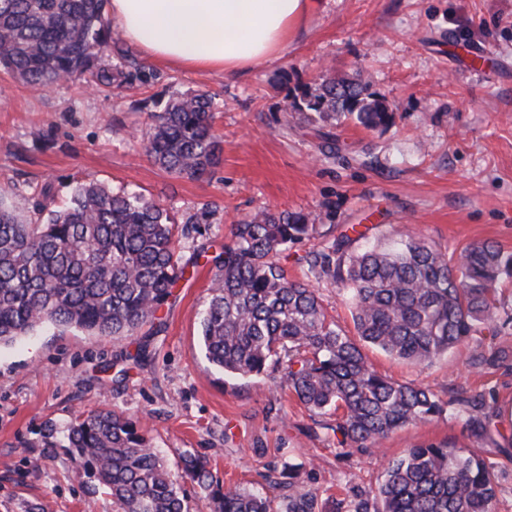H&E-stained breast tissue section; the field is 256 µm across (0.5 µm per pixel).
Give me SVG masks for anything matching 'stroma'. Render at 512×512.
I'll return each mask as SVG.
<instances>
[{
  "instance_id": "obj_1",
  "label": "stroma",
  "mask_w": 512,
  "mask_h": 512,
  "mask_svg": "<svg viewBox=\"0 0 512 512\" xmlns=\"http://www.w3.org/2000/svg\"><path fill=\"white\" fill-rule=\"evenodd\" d=\"M125 51L130 67L152 73L149 83L82 80L34 92L0 72V186L27 221L65 207L90 182L159 200L180 225L204 211L209 219L180 238L186 273L137 336L48 325L0 349V512H117L66 449L43 445V422L62 425L77 412L110 410L149 428L174 470L183 454H198L217 480L250 487L291 461L308 471L301 489L346 501L412 445L467 443L456 400L476 393L488 397L498 435L481 449L498 474L496 512H512V328L429 365L366 348L379 373L429 388L447 411L357 450L338 443L281 372L227 379L209 367L200 318L212 273L191 264L262 209L314 220L283 262L296 280L307 275L301 256L353 229L372 239L405 226L449 252L485 240L512 252V0H321L280 58L241 74L172 69ZM329 72L362 79L392 126L285 111L287 96ZM198 90L213 97L223 162L212 176L181 179L154 164L140 138L150 113ZM326 133L335 152L321 149ZM488 350L501 353L499 366H473Z\"/></svg>"
}]
</instances>
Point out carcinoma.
Here are the masks:
<instances>
[{
    "label": "carcinoma",
    "mask_w": 512,
    "mask_h": 512,
    "mask_svg": "<svg viewBox=\"0 0 512 512\" xmlns=\"http://www.w3.org/2000/svg\"><path fill=\"white\" fill-rule=\"evenodd\" d=\"M105 2L0 0V70L38 90L92 70L95 45L125 59L109 35ZM364 90L359 82L330 78L290 107L371 130L391 125L393 113L377 99L367 101ZM151 118L142 144L155 164L187 179L221 165L208 93L181 96ZM174 230L155 199L99 184L80 185L66 208L23 222L0 187V346L49 324L101 338L137 335L172 296ZM312 230L308 215L272 211L232 225V243L211 259L216 271L200 320L204 357L229 378L282 368L284 382L309 410H343L330 427L340 444L379 447L444 408L430 389L379 374L363 348L431 364L475 335H497L512 324L500 317L497 297L502 274H512V254L491 241L449 253L416 233L397 232L363 247L347 234L337 237L299 261L315 281H331L347 295L350 336L327 319L315 289L288 279L280 264ZM459 404L467 411V437L494 441L485 397ZM42 436L47 446L68 449L119 512H188L187 481L209 492L213 512H336L341 506L296 491L302 465L290 461L264 475L268 487L282 492L278 507L259 487L220 485L205 456H184L174 473L148 431L114 411L81 412L61 430L48 421ZM497 486L479 449L430 443L388 460L377 487L353 493L349 512H495Z\"/></svg>",
    "instance_id": "carcinoma-1"
}]
</instances>
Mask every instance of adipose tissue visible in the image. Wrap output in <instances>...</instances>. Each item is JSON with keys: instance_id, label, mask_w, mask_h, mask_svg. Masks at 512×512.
<instances>
[{"instance_id": "adipose-tissue-1", "label": "adipose tissue", "mask_w": 512, "mask_h": 512, "mask_svg": "<svg viewBox=\"0 0 512 512\" xmlns=\"http://www.w3.org/2000/svg\"><path fill=\"white\" fill-rule=\"evenodd\" d=\"M317 0H110L127 43L183 70L233 73L277 58Z\"/></svg>"}]
</instances>
